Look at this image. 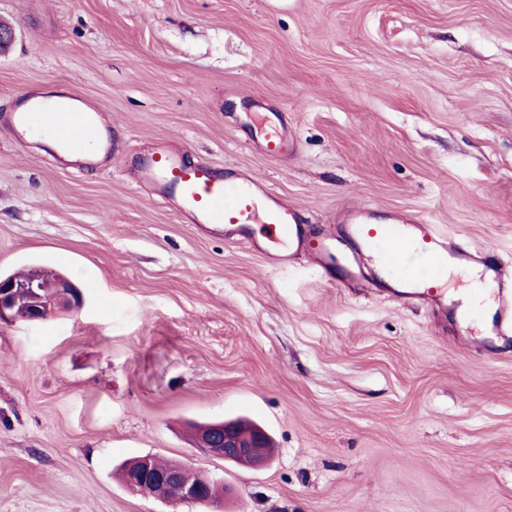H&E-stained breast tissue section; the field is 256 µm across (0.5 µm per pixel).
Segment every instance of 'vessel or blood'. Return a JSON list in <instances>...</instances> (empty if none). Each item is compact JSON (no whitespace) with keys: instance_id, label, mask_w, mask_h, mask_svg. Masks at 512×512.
I'll use <instances>...</instances> for the list:
<instances>
[{"instance_id":"obj_1","label":"vessel or blood","mask_w":512,"mask_h":512,"mask_svg":"<svg viewBox=\"0 0 512 512\" xmlns=\"http://www.w3.org/2000/svg\"><path fill=\"white\" fill-rule=\"evenodd\" d=\"M39 119L54 129L58 149L71 156L74 166L96 164L94 157L74 152L89 135L95 138L104 156L112 154L110 123L92 105L79 106L67 100L48 109L35 99L21 97L4 124L20 141ZM288 145L285 128L265 126L263 147L267 154H284ZM140 178L152 185L156 198L171 205L197 230L220 234L225 228H232L256 252L266 255L270 266L286 267L304 253L326 277L352 280L364 261L371 259L385 268L395 287L407 289L409 298L425 299L443 310L450 306L466 308L468 299L461 293L449 296L443 287L421 291L420 268L436 272L451 263H484L482 252L460 248L426 218L391 215L383 221L368 208L347 213L343 241L310 239L299 211L273 190L244 174L223 177L206 166L186 165L175 150L164 144L152 147ZM485 265L497 293L492 332L511 335L512 268L501 262Z\"/></svg>"}]
</instances>
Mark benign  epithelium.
Segmentation results:
<instances>
[{
    "label": "benign epithelium",
    "instance_id": "benign-epithelium-1",
    "mask_svg": "<svg viewBox=\"0 0 512 512\" xmlns=\"http://www.w3.org/2000/svg\"><path fill=\"white\" fill-rule=\"evenodd\" d=\"M21 302L28 305L31 321H42L60 312H76L83 304L80 292L69 280L48 279L38 270L24 280H0V320L16 319ZM195 441L202 451L241 466H260L270 456V437L266 430L244 432L232 421L212 423L207 432L195 434ZM123 480L143 496L155 498L158 492H165V502L171 505L199 504L210 512H223L224 496L205 492L211 481L205 477L195 484L184 481L180 463L159 470L154 467L152 457H139L126 464Z\"/></svg>",
    "mask_w": 512,
    "mask_h": 512
}]
</instances>
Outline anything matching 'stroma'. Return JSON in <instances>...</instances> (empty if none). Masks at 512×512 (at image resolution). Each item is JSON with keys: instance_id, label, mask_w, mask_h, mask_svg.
<instances>
[{"instance_id": "35a3bbf8", "label": "stroma", "mask_w": 512, "mask_h": 512, "mask_svg": "<svg viewBox=\"0 0 512 512\" xmlns=\"http://www.w3.org/2000/svg\"><path fill=\"white\" fill-rule=\"evenodd\" d=\"M0 22V116L72 90L114 140L73 169L0 125V274L84 296L0 321V512H207L124 486L144 455L230 489L226 512H512V336L370 264L352 285L271 268L138 179L165 143L279 192L314 238L400 210L512 264V0H0ZM236 417L273 438L264 467L195 448L190 423ZM263 147L267 154L272 156L282 155L291 152L292 148L288 141V132L285 128H278L276 125H267L263 132Z\"/></svg>"}]
</instances>
